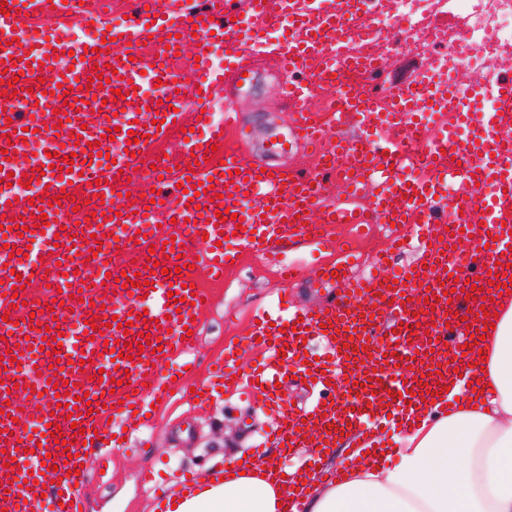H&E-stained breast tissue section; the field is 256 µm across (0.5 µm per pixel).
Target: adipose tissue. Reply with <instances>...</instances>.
Returning <instances> with one entry per match:
<instances>
[{"label":"adipose tissue","instance_id":"1","mask_svg":"<svg viewBox=\"0 0 512 512\" xmlns=\"http://www.w3.org/2000/svg\"><path fill=\"white\" fill-rule=\"evenodd\" d=\"M483 342V359L449 373L427 401L395 456L360 465L362 447L383 439L346 434L324 449L345 469L342 481L308 476L303 512H512V299L503 303ZM263 463H237L223 480L201 475L162 495L160 512H282L287 489L263 477Z\"/></svg>","mask_w":512,"mask_h":512}]
</instances>
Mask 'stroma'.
<instances>
[{"mask_svg": "<svg viewBox=\"0 0 512 512\" xmlns=\"http://www.w3.org/2000/svg\"><path fill=\"white\" fill-rule=\"evenodd\" d=\"M280 73L273 56L254 60L253 78L246 84L225 80L224 94L240 111V120L251 136L236 148L249 161L280 167L309 168L305 150L294 147L271 151V144L287 137L291 126L290 106L277 104ZM335 243L314 245L303 240L285 242L276 260L244 252L240 265L212 284L214 300L201 318L200 336L189 356L196 370L194 380H203L209 361L224 358L226 346L241 342L237 367L249 372L261 360V352L243 344L257 312L277 310L281 298L311 308L335 300L337 289L312 283L309 273L319 264L335 262L340 250H362L372 255L387 248L395 233L412 240L409 249L394 252L391 265L401 269L417 256L422 244L416 227L377 225L374 236L363 237L348 224L334 227ZM294 265L303 272L300 280L282 287L280 266ZM277 425V416L252 389H233L206 402L193 400L187 387L176 388L158 403L150 418L126 423L114 416L109 428L125 432L127 441L109 448L105 459H91L78 482L86 512H152L160 493L172 485L192 483L208 470L224 467L238 457L251 455Z\"/></svg>", "mask_w": 512, "mask_h": 512, "instance_id": "obj_1", "label": "stroma"}]
</instances>
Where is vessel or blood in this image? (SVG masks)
Wrapping results in <instances>:
<instances>
[{
    "label": "vessel or blood",
    "instance_id": "1",
    "mask_svg": "<svg viewBox=\"0 0 512 512\" xmlns=\"http://www.w3.org/2000/svg\"><path fill=\"white\" fill-rule=\"evenodd\" d=\"M11 11L0 13V135H9L10 154L0 153V180L28 176L43 189L44 206L27 198L13 199L0 191V512H41L43 496H52L54 512H83L69 480L48 483L43 468L33 470L35 482L24 485L19 468L25 461L49 454L78 469L87 455L104 445L101 419L109 405L127 399L125 415L144 413L145 399L165 396L171 376L157 372L159 362L177 363L195 348L198 321L208 307V291L198 285L199 270L223 276L241 250H268L275 241L306 237L322 243L332 224H417L426 244L399 276L354 278L351 263L320 267L315 278L342 287L338 302L261 320L252 335L270 350L275 361L259 379L273 392L290 365H301L305 377L326 390L343 393L342 404L316 403L296 413L281 409L278 433L270 442L289 452L310 438L332 441L340 433L362 430L370 421L392 420L402 428L413 426L425 395L437 392L440 368L462 355L471 332L483 328L481 308L493 306L500 294L511 292L505 275L512 264V77L494 90L495 104L484 109V85H432L426 76L389 84L384 103L350 88L339 89L341 69L380 71L381 56L344 55L352 34L363 32L367 0H336L333 12L312 14L301 0H281L271 10L265 0H221L212 18L181 7V0H142L128 20L101 21L109 39L95 53L84 51L81 33L93 15L79 0H7ZM263 18L268 27L288 20L293 42L281 59L284 79L280 94L296 107L290 129L292 144H313L327 130L307 106L310 85L299 73L308 60L319 59L314 82L339 89L336 124L370 128L380 124L397 133L396 141L378 147L366 138L337 136L333 149L320 156L312 171L291 169L265 173L261 164L243 160L226 146V127L234 120L233 103L223 118L210 107L224 91L225 74L241 76L248 69L244 56L268 48L253 33L250 20ZM42 20L65 28L67 39H44L30 47L25 33ZM224 46V63L214 66L213 48ZM199 60L191 74L169 68L170 53ZM101 65L110 83L94 90L78 89L76 80L93 75ZM26 73L44 78L42 93L12 97L10 78ZM161 79V96L146 94L144 75ZM313 82V83H314ZM123 90L115 98L114 90ZM67 122H60L58 109ZM445 112L452 121L441 137L425 148L434 172L426 183L405 177L406 145L417 116ZM114 140H106L107 129ZM139 141L129 144L130 134ZM172 143L173 158H164L161 146ZM51 145L58 159L39 154L36 144ZM462 151L468 161L448 165L447 153ZM75 154L72 170L62 158ZM155 162L144 173L143 161ZM368 196L369 207L350 200L324 204L319 194L324 175ZM213 181V189L188 198L180 190L186 181ZM458 193L445 212L437 205L447 186ZM161 193L151 203V190ZM77 198L102 196L95 218L73 211L69 203H55L60 192ZM233 208L242 224L220 221L219 212ZM47 215L43 233H31L34 213ZM26 224L19 232L18 224ZM101 235L102 249L90 254L91 234ZM232 246H225L226 236ZM204 243L194 255L195 243ZM17 255H10L9 246ZM480 285L490 286L487 297L461 299L469 270ZM140 275L139 287H122L120 275ZM24 289H16L17 280ZM81 290V300L71 299ZM148 297L150 309L139 300ZM19 307H12V300ZM55 301L54 315L67 339L63 344L43 340L30 314ZM146 313L140 321L138 313ZM102 317V334L88 338L89 315ZM118 327H111V320ZM149 335L141 360H127V345ZM327 338L341 363L331 369L324 360L305 354L306 341ZM20 348L19 362L4 353ZM378 362L362 368L365 353ZM102 373L90 378L89 369ZM63 372L68 394L55 396L47 380ZM34 394L36 410L16 417L7 390ZM75 411H67L70 396ZM58 423L51 432L50 423Z\"/></svg>",
    "mask_w": 512,
    "mask_h": 512
}]
</instances>
